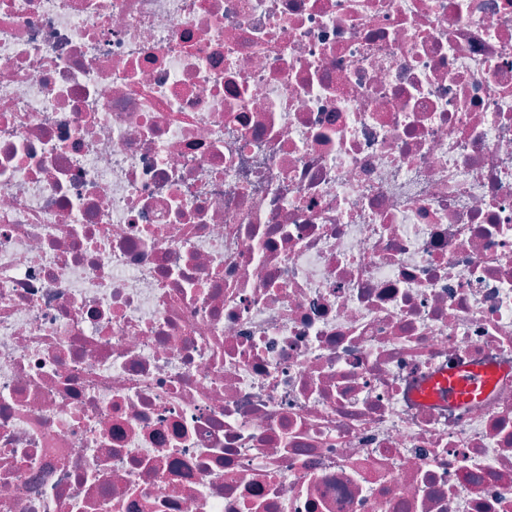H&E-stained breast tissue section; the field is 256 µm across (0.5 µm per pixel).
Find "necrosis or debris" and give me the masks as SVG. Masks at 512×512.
Instances as JSON below:
<instances>
[{
    "label": "necrosis or debris",
    "mask_w": 512,
    "mask_h": 512,
    "mask_svg": "<svg viewBox=\"0 0 512 512\" xmlns=\"http://www.w3.org/2000/svg\"><path fill=\"white\" fill-rule=\"evenodd\" d=\"M0 512H512V0H0ZM496 372L483 366L453 369L430 387L432 395L444 394L448 401L464 403L482 396L494 383Z\"/></svg>",
    "instance_id": "1"
}]
</instances>
